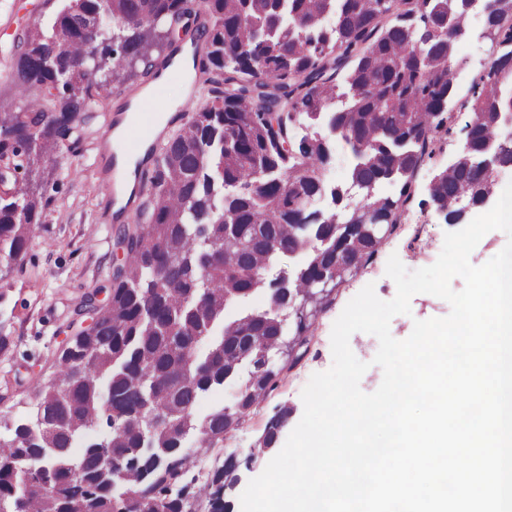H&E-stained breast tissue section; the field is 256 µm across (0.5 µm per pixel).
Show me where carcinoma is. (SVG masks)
I'll return each instance as SVG.
<instances>
[{
  "mask_svg": "<svg viewBox=\"0 0 512 512\" xmlns=\"http://www.w3.org/2000/svg\"><path fill=\"white\" fill-rule=\"evenodd\" d=\"M203 15L197 27L204 55L187 56L200 89L224 76L229 90L210 88L190 122L151 148L154 159L148 207L152 223L138 224L118 239L125 275L112 280L114 311H92V297L79 313L94 324L69 337L49 378L36 385L27 420L17 424L7 447L0 446V498L29 495L32 512H143L158 502L164 512H183L172 494L187 457L180 454L179 409L189 414L200 394L238 372L224 357L255 361L259 347L277 348L280 338L266 318L270 310L233 322L208 349L197 345L223 319L224 296L240 299L259 287L262 267L280 254L313 239L326 252L323 266L296 270L306 289L331 275L341 232L325 219L310 220L311 200L322 192L321 168L327 149L318 132L294 142L296 113L309 122L328 118L349 147L352 179L375 186L401 183L399 197L368 201L379 224L393 231L413 197V178L439 149L435 134L449 129L454 74L448 63V0H66L49 17L26 27L17 38L13 63L0 92V158L18 178L0 192V263L11 272L23 260L46 204L38 181L41 164L53 160L66 131L89 111L110 84L149 73L152 53L166 45L167 24L185 15ZM501 51L472 83L463 108L471 128L464 146L478 155L494 143L503 165H512V141L497 138L492 122L512 112V0H497L485 17ZM57 91L42 98L34 91ZM477 170L438 172L431 201L457 219L454 206L475 193ZM236 234L224 233L225 223ZM381 237L349 242L367 262ZM234 263H224V255ZM269 369L258 386L243 383L244 406L251 408L276 385ZM166 394L152 401L148 388ZM155 433V451L134 453L140 433L112 429V475H101L95 448L78 457L69 450L78 433L67 423L110 418L100 407ZM231 431L225 408L206 417L204 439ZM77 464L80 481L68 480ZM46 477L59 485L48 503L36 486ZM237 481L233 466L216 471L201 492L211 512H226L224 489Z\"/></svg>",
  "mask_w": 512,
  "mask_h": 512,
  "instance_id": "1",
  "label": "carcinoma"
}]
</instances>
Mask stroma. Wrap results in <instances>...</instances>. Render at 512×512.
I'll list each match as a JSON object with an SVG mask.
<instances>
[{
  "mask_svg": "<svg viewBox=\"0 0 512 512\" xmlns=\"http://www.w3.org/2000/svg\"><path fill=\"white\" fill-rule=\"evenodd\" d=\"M45 0H0V70L9 61L17 33L41 15L51 13ZM485 17L471 16L466 37L459 41L452 56L456 99H466L473 78L483 72L496 53L494 43L484 35ZM128 93L115 85L100 98L97 106L75 125L68 143L55 155V171L48 179L45 196L49 203L28 244L19 271L0 279V418H24L34 401L33 383L50 375L68 336L72 335L74 311L85 295L105 301L122 252L115 245L121 225L135 223L134 210L120 216L104 214L96 174V144L104 134L112 107ZM470 115L461 110L442 138L443 150L420 167L413 181L414 196L405 207L400 223L383 239L377 252L358 273L347 276L319 307L311 319L308 342L300 359L284 366L273 390L259 400L252 412L224 441L215 447L199 445L188 437L183 452L189 459L183 483L189 512H210L208 497L199 493L206 478L223 468L228 458L238 463V480L227 489L224 499L231 512H241L240 496L250 479L263 472L276 455V447L263 445L265 430L280 410L288 420L278 435L285 444L303 414L301 393L310 377L328 370L332 363L331 331L347 303L366 285H373L384 301L396 295V285L386 274L390 256H398L406 269L414 271L432 265L438 258L444 236L452 229L443 214L430 206L429 187L438 170L464 144L462 132ZM329 157L323 167L325 195L315 197L311 207L324 212H343L334 204L329 191L351 185L354 165L348 146L338 138L329 141ZM411 312L394 316L390 332L395 339L407 338L417 320L447 316L450 305L436 296L421 293L412 297Z\"/></svg>",
  "mask_w": 512,
  "mask_h": 512,
  "instance_id": "35a3bbf8",
  "label": "stroma"
}]
</instances>
